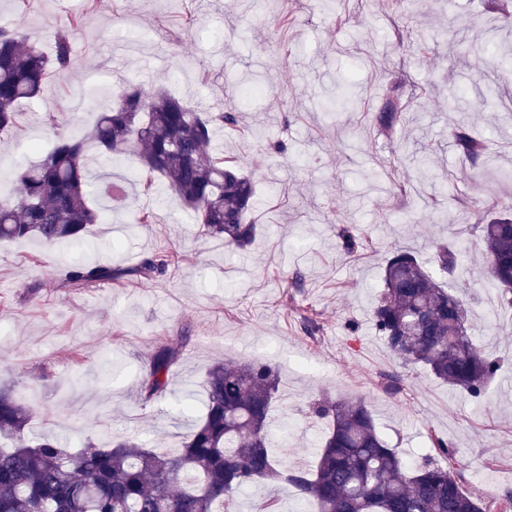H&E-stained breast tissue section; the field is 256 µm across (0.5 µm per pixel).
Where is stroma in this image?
<instances>
[{
    "label": "stroma",
    "instance_id": "stroma-1",
    "mask_svg": "<svg viewBox=\"0 0 512 512\" xmlns=\"http://www.w3.org/2000/svg\"><path fill=\"white\" fill-rule=\"evenodd\" d=\"M0 0V20L39 34L52 50L72 31V67L49 74L41 94L0 132V174L44 158L60 136L84 132L131 83L158 89L202 112L236 109L240 128L215 129L213 144L237 157L257 188L260 229L244 251L205 235L196 213L137 157L87 147L91 177L134 181L103 210L84 242H0V385L33 405L28 432L63 447L110 446L129 437L177 448L189 427L174 400L143 403L140 380L160 343L188 332L170 385L202 381L215 364L266 361L278 369L272 436L283 468H308L323 421L315 398H365L387 444L415 460L429 433L447 437L460 484L486 501L512 494V312L480 279H449L469 308L474 337L500 369L474 399L403 367L372 323L383 269L394 249L430 262L434 241L469 238V227L512 203V82L500 60L512 50V0ZM79 28H71L73 19ZM353 85L356 109H330ZM400 116L391 136L378 116ZM465 128L485 155L471 164L453 134ZM150 212L135 224L131 210ZM368 244L341 251V227ZM177 259L151 281L60 288L73 263L126 267L159 252ZM316 315L319 331L301 327ZM400 378L386 392L384 376ZM276 498L297 512L286 480H259L238 512Z\"/></svg>",
    "mask_w": 512,
    "mask_h": 512
}]
</instances>
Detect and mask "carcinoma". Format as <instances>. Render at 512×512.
Listing matches in <instances>:
<instances>
[{
    "label": "carcinoma",
    "instance_id": "cac0c4a2",
    "mask_svg": "<svg viewBox=\"0 0 512 512\" xmlns=\"http://www.w3.org/2000/svg\"><path fill=\"white\" fill-rule=\"evenodd\" d=\"M71 33L59 30L54 54L38 35L0 25V132L17 123L19 107L35 99L50 69L67 70ZM239 112L203 114L162 90L128 85L92 129L60 140L38 163L14 174L15 189L0 194V240L36 237L45 243L81 242L100 220L91 205L84 148L93 142L102 155L135 153L144 167L198 215L202 230L244 250L258 226L248 219L255 202L252 178L214 156L218 126L235 127ZM456 146L471 160L484 144L458 131ZM485 258L483 277L500 290V308L512 310V216L471 225ZM342 247L355 253L363 238L341 229ZM468 246L438 243L432 262L445 273L468 271ZM170 256L157 253L128 268L67 267L60 287L80 291L93 284L151 280L166 272ZM384 289L372 320L402 364L419 366L435 379L472 397L481 396L498 372V361L469 332L463 301L436 281L417 257L398 249L384 269ZM187 333L157 347L141 382L146 403L171 395L169 373ZM203 414L190 421L182 447L146 448L121 439L109 448L87 444L72 451L51 437H30L33 407L6 387L0 389V512H233L234 494L255 480L286 478L313 512H491V505L465 492L448 468L447 438L429 434L436 457L410 462L380 436L365 400H318L312 418L330 421L314 465L287 474L272 448L269 416L278 391L275 366L225 362L204 381Z\"/></svg>",
    "mask_w": 512,
    "mask_h": 512
}]
</instances>
